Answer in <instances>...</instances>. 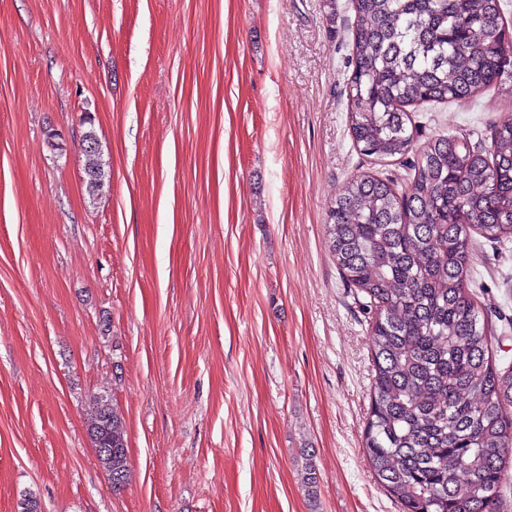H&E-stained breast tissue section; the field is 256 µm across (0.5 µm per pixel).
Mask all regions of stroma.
<instances>
[{
    "label": "stroma",
    "instance_id": "stroma-1",
    "mask_svg": "<svg viewBox=\"0 0 512 512\" xmlns=\"http://www.w3.org/2000/svg\"><path fill=\"white\" fill-rule=\"evenodd\" d=\"M356 24L351 0H0V512H402L365 457L370 318L325 233L354 175H413L353 144ZM409 112L416 146L484 152L512 100ZM470 266L507 367L512 242L474 236ZM103 391L119 492L86 430ZM90 143H92V148H96L97 144H99V148L97 150H89L88 146ZM82 145L85 156L84 170L87 176V189L89 195L94 199L103 188L105 179L109 176L106 170L107 163L103 159L99 139L93 128H90L85 133ZM90 405L87 421L88 435L92 447L97 452L96 455L102 448H111L104 452L112 455V464L106 461L100 464L109 476L112 489L119 492L125 487L130 471L124 419L113 403V399L106 392L93 395Z\"/></svg>",
    "mask_w": 512,
    "mask_h": 512
}]
</instances>
